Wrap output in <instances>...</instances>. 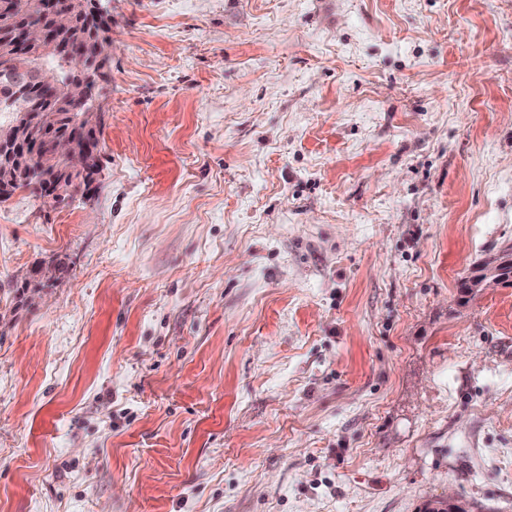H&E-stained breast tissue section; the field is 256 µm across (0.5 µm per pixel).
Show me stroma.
<instances>
[{
    "label": "stroma",
    "instance_id": "1",
    "mask_svg": "<svg viewBox=\"0 0 512 512\" xmlns=\"http://www.w3.org/2000/svg\"><path fill=\"white\" fill-rule=\"evenodd\" d=\"M89 192L0 202V512H512V0H103ZM512 250V246H506L498 254H493L482 261V264L475 266L473 273L469 274L467 281L468 290L471 293L485 290L486 288H494L499 282L501 275L508 269H512V255L504 254L508 250Z\"/></svg>",
    "mask_w": 512,
    "mask_h": 512
}]
</instances>
